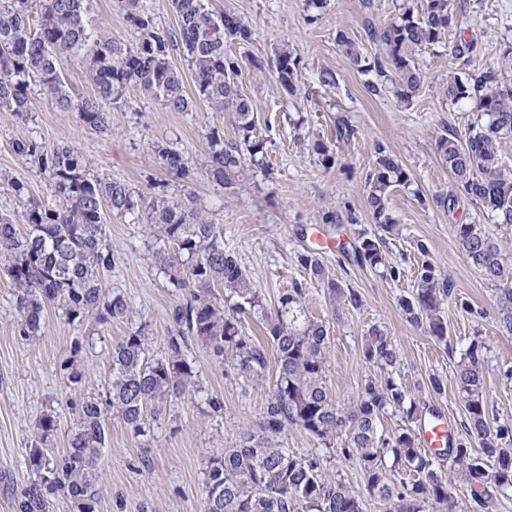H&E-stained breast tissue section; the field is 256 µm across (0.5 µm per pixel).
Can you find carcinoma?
Masks as SVG:
<instances>
[{"label": "carcinoma", "instance_id": "1", "mask_svg": "<svg viewBox=\"0 0 512 512\" xmlns=\"http://www.w3.org/2000/svg\"><path fill=\"white\" fill-rule=\"evenodd\" d=\"M89 2L0 0V111L26 121L37 85L58 107L77 113L84 126L104 134L111 131L112 103L136 86L171 112L189 111L196 99L233 109L235 136H224L219 125L210 126L205 135L201 169L212 181L230 190L254 169L267 166V136L239 85L237 59L227 51L233 44L250 43L248 25L234 14H215L207 0H172L178 19L174 34L155 23L143 0H121L125 19L136 33L135 42L127 44L107 30L90 27ZM455 22L453 0H422L417 8L402 6L394 21L375 30L383 60L368 62L358 43L343 31L336 33V43L354 66L376 72L380 83H392L400 100L408 102L422 85L412 54L443 42ZM175 46L181 48L193 78V97L186 92L184 73L169 60ZM448 52L467 64L476 42L461 35L448 45ZM64 61L84 70L93 93L78 96L71 91L60 72ZM251 64L258 71L273 65L281 89L290 95L297 91L300 60L293 53L280 50L270 61L255 57ZM441 89L451 103L474 101L480 117L462 139L448 134L436 138L439 160L465 197L494 214L496 223L511 227L512 165L503 160L502 147L512 141V83L493 70L477 77L450 71ZM12 149L22 159L37 161L51 197L29 204L22 229L0 222V271L17 292L20 335H43V311L49 305L72 322L91 318L107 325L133 320L125 298L105 286L104 276L114 262L102 220L106 208L122 216L137 213L157 229V241L163 245L150 246V261L183 293V302L172 311L177 332L168 337L164 357L149 359L147 325L142 322L112 345L105 398H89L76 407V427L63 454L54 455L52 448L57 430L54 411L42 415L26 451L31 479L14 497L13 512H50L59 496L70 501L73 512H97V467L106 447L107 414H118L134 436L146 435L161 416L162 405L195 386L187 358L189 340L263 382L266 352L243 334L241 326L242 319L253 315L263 321L275 352V380L261 417L244 428L238 443L208 451L204 512H364L366 495L382 502L385 512H428L437 505L445 506V512H463L455 496L460 484L469 487L484 512H491L498 496L512 494V422L490 418L481 344L470 342L456 363L466 438L440 452L448 459L444 469L418 448L411 432L391 441L381 438L380 419L388 409L405 412L409 420L417 411L415 399L392 378H369L354 402L344 408L336 404L327 380L330 326L309 314L298 285L280 295L274 309H267L261 291L236 254L224 248L217 225L205 216L193 193L139 192L121 180L100 177L87 155L65 141L47 148L31 137H18ZM153 153L179 179H196L195 169L177 150L157 143ZM0 181L15 196L28 195L26 178L5 174ZM407 182L401 164L386 148H378L366 203L386 234L396 227L389 212L390 191ZM453 234L467 262L495 287V320L499 330L511 336L512 256L501 251L481 224H456ZM385 243L382 236L362 235L355 247L357 259L374 269L385 265ZM298 263L331 302L340 296L353 308L361 305L354 290H344L326 273L318 253L307 250L299 254ZM415 284L412 293L399 300L407 322L435 342L448 344L442 305L450 288L430 263L418 269ZM83 351V342L74 341L61 364L70 385L84 379ZM362 356L387 371L396 367L399 352L391 337L372 325L364 336ZM290 427L323 445L343 440L342 453L362 472L365 493L340 477H325L319 457H297L282 447L279 438ZM474 441L481 452L472 448ZM385 447L411 478L387 473L380 452Z\"/></svg>", "mask_w": 512, "mask_h": 512}]
</instances>
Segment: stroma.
<instances>
[{"mask_svg": "<svg viewBox=\"0 0 512 512\" xmlns=\"http://www.w3.org/2000/svg\"><path fill=\"white\" fill-rule=\"evenodd\" d=\"M402 2L327 0L316 9L306 0H209L212 10L235 14L252 30L251 43L231 46L230 52L240 67V86L270 140L267 169L231 190L203 174L185 183L163 168L151 150L154 143L163 142L196 162L209 126H223L225 136H234L231 108L199 100L193 111L171 112L132 87L113 104L112 133L104 136L81 126L75 113L61 111L41 92H33L28 123H16L10 113L0 112V173L23 175L30 185L25 199L0 187V217L20 223L30 201L48 198L45 176L33 161L15 155L13 139L25 134L49 147L75 142L99 176L123 180L140 191H191L223 235L225 248L237 254L262 290L267 306H275L286 290L302 286L312 315L330 326L328 381L339 406L355 400L365 380L388 375L362 358L364 333L377 324L400 353L398 366L389 375L415 398L421 417L440 415L456 437H465L464 403L454 370L462 350L476 340L486 347L489 411L499 419H512V380L504 376L512 369V336L500 332L494 320V289L459 251L453 227L485 225L511 254L512 229L496 225L490 212L466 198H458L452 207L439 204V196L454 192L455 185L435 151L438 135H465L477 119L471 101L452 104L440 93L439 86L448 77V42L465 33L477 42L472 70L498 69L505 80H512V71L501 67L502 52L512 44V0H455L460 27L450 30L447 43L416 52L414 60L424 80L420 93L408 103L401 102L390 85L371 94L367 84L375 80V73L358 70L336 45V33L342 30L361 44L366 57L381 54L368 31L391 22ZM280 49L301 60L297 94L280 88L274 70L259 72L250 63L251 55L271 58ZM325 70L335 74L334 85L321 84ZM341 118L355 127L353 139H337L336 122ZM318 140L332 152L331 168H324L313 149ZM380 146L390 150L410 176L408 184L394 187L389 196L397 227L384 251L387 263L403 270L397 280L358 264L354 257L361 235L381 233L365 201L366 182ZM105 224L115 259L107 285L146 322L149 356L160 358L177 330L170 311L180 304L182 293L145 259L153 240L149 225L130 214L111 213ZM330 239L340 247L322 251L325 270L359 294L360 307L330 302L296 262L299 252ZM425 261L435 266L452 292L443 305L448 322L444 345L411 326L398 305L399 298L413 289L415 268ZM20 319L15 290L0 274V512H12L13 496L30 477L25 455L43 412L55 411L54 446L65 450L75 427L76 403L105 392L112 345L129 329L122 321L106 326L73 323L50 308L44 314L43 336L32 341L20 335ZM77 339L88 343L87 373L81 385L71 387L60 363ZM189 358L197 373L196 387L167 402L148 436H134L121 418L109 417L108 443L98 468L97 512H202L208 451L233 446L240 429L260 417L264 388L198 344H191ZM434 375L443 377L444 394L432 391L429 379ZM214 396L223 400V411L209 407ZM282 443L294 455L321 456L326 474L362 488L360 470L342 456L339 444L322 445L294 427L283 433Z\"/></svg>", "mask_w": 512, "mask_h": 512, "instance_id": "1", "label": "stroma"}]
</instances>
